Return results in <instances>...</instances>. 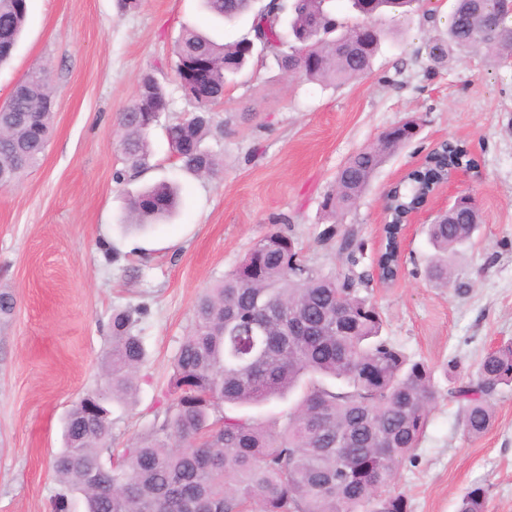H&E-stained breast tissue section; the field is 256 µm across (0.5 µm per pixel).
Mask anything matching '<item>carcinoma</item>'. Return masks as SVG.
<instances>
[{
	"instance_id": "obj_1",
	"label": "carcinoma",
	"mask_w": 512,
	"mask_h": 512,
	"mask_svg": "<svg viewBox=\"0 0 512 512\" xmlns=\"http://www.w3.org/2000/svg\"><path fill=\"white\" fill-rule=\"evenodd\" d=\"M422 0H269L256 12L254 0H203L207 13L234 25L251 17L249 35L218 42L196 29L179 35L173 71L184 58L207 55L212 76L202 94H186L193 111L170 119L169 98L152 76L141 92L158 108L147 123L133 102L119 116L126 167L124 181L147 169L150 125L167 118L165 130L182 170L197 177L218 172L217 153L206 145L224 133L213 106L228 82L255 54L271 56L284 71L304 68L307 80L341 85L372 68L386 37L373 30L353 41L356 23H372L388 11L421 6ZM28 16L27 0H0V64L9 61ZM500 0H455L446 38L429 44L442 61L452 49H486L512 57V26ZM10 95L8 125L0 136V186H12L35 167L51 138L54 113L41 107L55 98L49 73L35 68ZM406 122L383 132L336 173V187L323 200L329 217L355 208L375 172L417 134ZM461 143L448 150V165L471 167ZM435 167L411 170L387 196L388 222L376 260L377 277L399 276V223L420 206L440 177ZM179 204L178 191L161 182L128 196V223L160 224ZM480 224L477 204L456 207L427 226L434 253L425 277L448 285L453 259ZM341 249L348 267L338 276L312 266L297 241L277 225L258 239L224 278L200 294L194 321L174 357L176 397L155 415L152 429L133 440L108 465L110 404L131 403L147 353L133 332L137 307L112 315V348L104 362L103 386L72 407L65 446L52 469L67 490L81 495L85 512H408L407 495L395 487L398 467L415 457L431 408L442 397L433 372L400 345L382 336L384 321L360 293L355 272L361 242L344 230ZM512 386V341L489 349L470 376L457 378L448 398L460 405L463 433L480 437L493 424L491 399ZM301 389L282 423L267 425L236 409L281 399ZM485 491L474 488L456 512H485Z\"/></svg>"
}]
</instances>
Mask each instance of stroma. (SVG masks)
<instances>
[{"mask_svg": "<svg viewBox=\"0 0 512 512\" xmlns=\"http://www.w3.org/2000/svg\"><path fill=\"white\" fill-rule=\"evenodd\" d=\"M453 4L427 0L411 17H382L390 35L371 73L336 87L254 57L215 107L224 121V138L213 146L222 173L183 172L159 125L149 135L147 170L118 183L117 117L135 100L141 76L165 84L172 116L191 112L170 82L182 29L229 42L249 24L214 20L202 0H29L24 34L0 67V101L43 66L56 89L55 117L39 165L0 190V293L15 300L12 315L0 318V512H53L63 487L50 460L63 446L67 412L103 384L113 310L147 307L136 329L149 357L134 404L112 406L107 462L170 402L174 355L204 289L279 223L326 273L346 261L339 239L323 243L321 233L354 228L364 243L357 269L371 273L385 192L441 140L462 142L477 164L462 181L480 204L475 243L457 255L452 282L436 284L419 273L433 250L415 224L399 282H370L364 294L381 312L385 336L433 366L443 391L449 360L462 377L485 351L512 340V67L491 51L458 50L442 65L429 60L428 45L445 37ZM242 112L252 120L240 121ZM410 119L422 124L418 136L379 168L354 210L330 220L321 203L338 169ZM160 180L180 184L179 213L146 233L126 232L128 193ZM108 245L119 260L106 256ZM132 267L140 277L129 276ZM492 403L494 423L477 438L464 436L457 402L434 405L414 460L398 470L409 512H456L475 487L486 493V512H512V387Z\"/></svg>", "mask_w": 512, "mask_h": 512, "instance_id": "stroma-1", "label": "stroma"}]
</instances>
